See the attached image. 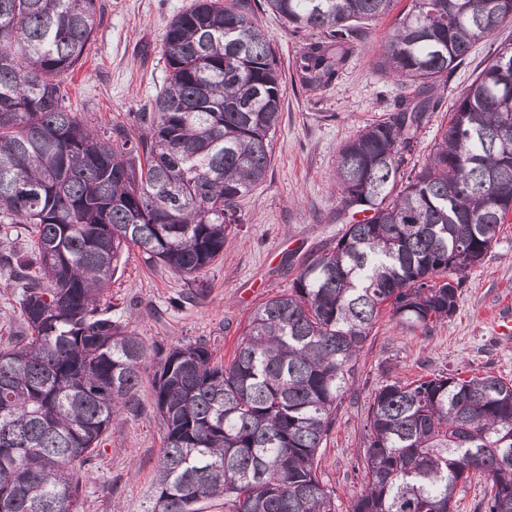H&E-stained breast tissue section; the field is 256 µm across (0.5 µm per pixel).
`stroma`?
<instances>
[{"mask_svg":"<svg viewBox=\"0 0 512 512\" xmlns=\"http://www.w3.org/2000/svg\"><path fill=\"white\" fill-rule=\"evenodd\" d=\"M191 0H104V23L82 65L64 87L73 111L92 128L131 126L148 111L166 82L161 40L168 22ZM254 21L271 38L284 84L282 112L271 143V163L261 184L242 200V221L226 233L223 255L201 273L207 285L195 302L175 308L188 291L181 275L149 265L138 250L126 254L106 293L112 317L142 336L150 349L202 340L230 362L252 311L287 291L302 267L332 249L353 221L332 179L342 145L364 125L393 111L405 90L377 68L391 30L381 18L365 30L338 78L312 94L293 79L308 31H294L268 10ZM512 41V22L477 42L468 57L441 81L439 101L417 134L413 162L423 161L441 138L460 93L494 50ZM512 307V217L500 225L484 260L466 275L456 312L425 332L382 314L359 360L360 370L320 451L323 483L346 512L364 479L365 428L376 391L440 372L486 373L512 379V334L497 333L492 313ZM138 414H122L107 431L100 454L83 482L80 512H144L152 494L163 429L152 386L143 381Z\"/></svg>","mask_w":512,"mask_h":512,"instance_id":"35a3bbf8","label":"stroma"}]
</instances>
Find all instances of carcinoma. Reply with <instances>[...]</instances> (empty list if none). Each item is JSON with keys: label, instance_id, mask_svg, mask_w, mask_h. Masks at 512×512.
<instances>
[{"label": "carcinoma", "instance_id": "cac0c4a2", "mask_svg": "<svg viewBox=\"0 0 512 512\" xmlns=\"http://www.w3.org/2000/svg\"><path fill=\"white\" fill-rule=\"evenodd\" d=\"M396 0H263L303 47L300 82L326 88L359 24ZM254 0H193L166 26V85L134 127L98 133L67 104L66 75L103 23L101 0H0V253L20 288L21 330L0 343V512H79L82 469L117 416L140 407L149 348L105 294L125 252L187 277L224 251L240 202L267 172L283 97ZM512 21V0H411L380 69L413 92L341 146L334 179L363 214L287 291L252 312L230 363L204 342L156 352L164 431L149 507L337 512L318 452L384 311L427 331L454 314L466 272L512 212V43L462 91L441 140L405 170L434 91L473 45ZM365 482L347 512H455L483 479L477 512H512V381L434 374L394 382L368 414ZM483 487L477 478L471 483L459 486L456 493L457 510L455 512H475V507L482 497Z\"/></svg>", "mask_w": 512, "mask_h": 512}]
</instances>
